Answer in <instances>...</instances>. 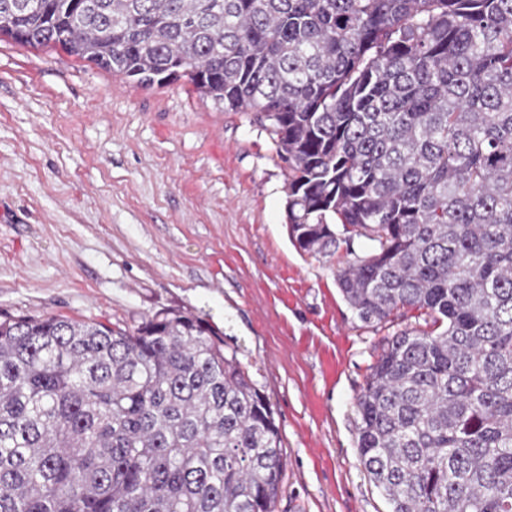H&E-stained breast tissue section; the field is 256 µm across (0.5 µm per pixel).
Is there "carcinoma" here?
<instances>
[{"label":"carcinoma","mask_w":512,"mask_h":512,"mask_svg":"<svg viewBox=\"0 0 512 512\" xmlns=\"http://www.w3.org/2000/svg\"><path fill=\"white\" fill-rule=\"evenodd\" d=\"M15 42L269 124L291 240L366 324L356 397L390 512H512V0H0ZM269 401L194 315L0 317V512H275Z\"/></svg>","instance_id":"1"}]
</instances>
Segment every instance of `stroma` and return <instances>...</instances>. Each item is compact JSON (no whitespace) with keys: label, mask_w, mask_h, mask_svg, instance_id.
<instances>
[{"label":"stroma","mask_w":512,"mask_h":512,"mask_svg":"<svg viewBox=\"0 0 512 512\" xmlns=\"http://www.w3.org/2000/svg\"><path fill=\"white\" fill-rule=\"evenodd\" d=\"M269 130L187 80L140 86L0 37V314L132 330L169 309L224 340L267 397L284 457L276 512H389L357 449L356 397L417 312L361 323L331 256L289 238Z\"/></svg>","instance_id":"stroma-1"}]
</instances>
